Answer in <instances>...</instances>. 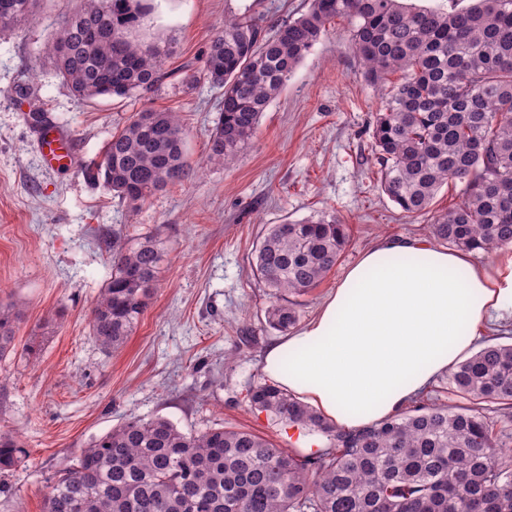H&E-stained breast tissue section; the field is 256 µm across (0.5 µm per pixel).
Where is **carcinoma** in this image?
Here are the masks:
<instances>
[{
	"label": "carcinoma",
	"instance_id": "1",
	"mask_svg": "<svg viewBox=\"0 0 512 512\" xmlns=\"http://www.w3.org/2000/svg\"><path fill=\"white\" fill-rule=\"evenodd\" d=\"M38 0H0V31L29 19ZM143 0H90L64 15L44 46L57 75L81 98L153 91L170 73L163 50L138 39ZM336 16L353 21L361 74L382 89L371 152L381 189L408 218L429 212L444 184L464 199L430 225L435 240L468 252L512 246V0L462 9L402 0H309L271 28L227 19L207 53L204 79L224 89L206 161L237 158L261 115ZM398 75L396 80L390 76ZM192 170L176 112H138L88 166L92 178L137 210ZM348 228L331 217L274 224L253 266L269 288L270 327L298 321L296 298L341 260ZM112 276L92 309L90 336L122 347L149 304L162 249L155 235L112 231ZM21 314L0 308V358L15 347ZM464 403H419L376 426L346 430L263 380L251 408L325 438L307 455L242 429L184 432L164 417L133 418L91 441L51 481L44 512H512V343L494 334L450 373ZM0 432V469L28 462Z\"/></svg>",
	"mask_w": 512,
	"mask_h": 512
}]
</instances>
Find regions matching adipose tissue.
Here are the masks:
<instances>
[{"label": "adipose tissue", "instance_id": "adipose-tissue-1", "mask_svg": "<svg viewBox=\"0 0 512 512\" xmlns=\"http://www.w3.org/2000/svg\"><path fill=\"white\" fill-rule=\"evenodd\" d=\"M512 326V249L484 266L421 238L386 236L342 275L316 317L266 352L265 376L342 427L402 412Z\"/></svg>", "mask_w": 512, "mask_h": 512}]
</instances>
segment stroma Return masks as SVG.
<instances>
[{
	"label": "stroma",
	"mask_w": 512,
	"mask_h": 512,
	"mask_svg": "<svg viewBox=\"0 0 512 512\" xmlns=\"http://www.w3.org/2000/svg\"><path fill=\"white\" fill-rule=\"evenodd\" d=\"M85 3L40 0L28 21L0 32V306L22 313L15 349L0 358V430L30 452L25 465L0 471V512H43L54 472L133 417L162 416L193 433L243 429L298 449L299 429L246 400L281 337L266 322L269 290L252 265L263 234L322 215L349 227L339 264L298 299L304 324L366 248L385 236L429 238L436 215L463 197L462 185L442 187L430 214L406 218L382 192L370 153L380 92L360 74L350 18L328 23L248 148L215 165L207 145L224 96L201 78L211 42L227 17L252 14L270 26L299 17L307 0H147L139 37L169 48L171 78L145 95L94 99L75 96L43 54L63 13ZM146 109L179 113L196 170L134 212L84 164ZM35 112L68 137L74 163L45 161ZM116 228L158 235L163 257L134 332L107 354L90 322L112 274L107 238ZM50 312L56 326L43 334L39 360L29 359L24 346Z\"/></svg>",
	"instance_id": "stroma-1"
}]
</instances>
